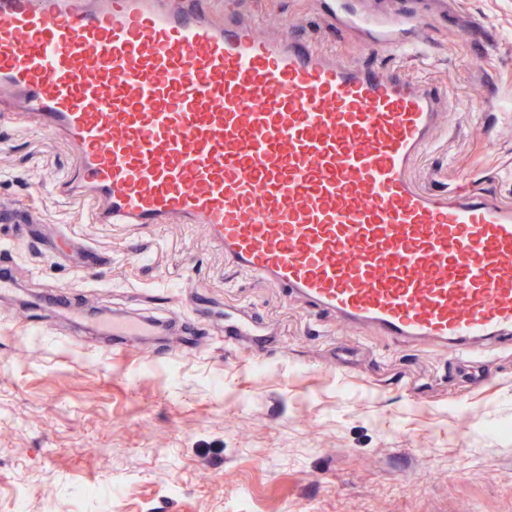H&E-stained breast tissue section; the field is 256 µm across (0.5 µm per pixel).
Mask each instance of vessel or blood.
<instances>
[{"mask_svg": "<svg viewBox=\"0 0 512 512\" xmlns=\"http://www.w3.org/2000/svg\"><path fill=\"white\" fill-rule=\"evenodd\" d=\"M215 0H0V112L74 153L101 224L202 225L231 265L343 323L465 354L512 343V205L420 188L445 101ZM112 348L166 323L113 312ZM227 342L266 344L253 313Z\"/></svg>", "mask_w": 512, "mask_h": 512, "instance_id": "b4317fda", "label": "vessel or blood"}]
</instances>
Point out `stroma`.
<instances>
[{
  "label": "stroma",
  "instance_id": "35a3bbf8",
  "mask_svg": "<svg viewBox=\"0 0 512 512\" xmlns=\"http://www.w3.org/2000/svg\"><path fill=\"white\" fill-rule=\"evenodd\" d=\"M351 62L424 79L446 111L412 177L512 203V0H415L426 53L370 48L320 0H246ZM68 147L0 112V512H512V348L458 359L337 323L230 268L196 224H100L59 195ZM211 317L116 355L57 306ZM253 310L263 352L226 346ZM224 336L225 341L230 342L233 346L244 340L258 345H265L268 342L266 330L254 314L245 309L224 314Z\"/></svg>",
  "mask_w": 512,
  "mask_h": 512
}]
</instances>
